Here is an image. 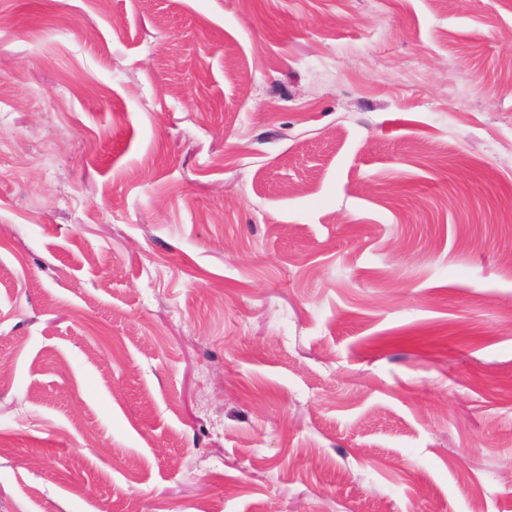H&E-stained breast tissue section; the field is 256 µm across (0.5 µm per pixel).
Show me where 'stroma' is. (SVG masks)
<instances>
[{"instance_id":"obj_1","label":"stroma","mask_w":512,"mask_h":512,"mask_svg":"<svg viewBox=\"0 0 512 512\" xmlns=\"http://www.w3.org/2000/svg\"><path fill=\"white\" fill-rule=\"evenodd\" d=\"M0 512H512V0H0Z\"/></svg>"}]
</instances>
